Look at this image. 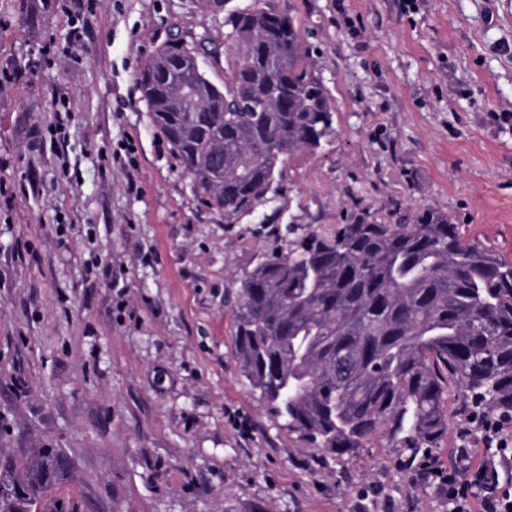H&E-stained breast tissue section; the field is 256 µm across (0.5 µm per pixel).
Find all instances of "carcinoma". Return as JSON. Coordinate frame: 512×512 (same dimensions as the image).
<instances>
[{
  "instance_id": "carcinoma-1",
  "label": "carcinoma",
  "mask_w": 512,
  "mask_h": 512,
  "mask_svg": "<svg viewBox=\"0 0 512 512\" xmlns=\"http://www.w3.org/2000/svg\"><path fill=\"white\" fill-rule=\"evenodd\" d=\"M220 50L204 33L162 44L138 77L141 99L203 204L234 224L280 193L284 163L336 133L334 108L293 16L273 0L224 12ZM224 83L181 60L198 50ZM224 147V166L214 163ZM239 375L283 426L337 460L377 433L430 459L461 412L512 415V264L462 240L426 206L403 224L365 211L311 230L288 253H261L239 279ZM59 467L35 448L24 466L0 451V512H37Z\"/></svg>"
}]
</instances>
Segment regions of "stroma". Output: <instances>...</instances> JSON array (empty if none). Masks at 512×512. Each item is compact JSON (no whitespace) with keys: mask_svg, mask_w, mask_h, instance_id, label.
Listing matches in <instances>:
<instances>
[{"mask_svg":"<svg viewBox=\"0 0 512 512\" xmlns=\"http://www.w3.org/2000/svg\"><path fill=\"white\" fill-rule=\"evenodd\" d=\"M291 12L336 134L283 166L261 215L204 207L140 98L172 36L224 43L206 0H0V448H56L38 512H451L375 435L340 461L280 425L240 378L225 289L289 225L332 229L424 205L512 262V0H275ZM72 120L54 132V101ZM133 148L138 188L113 161ZM432 464L498 458L447 399ZM468 455H459V448Z\"/></svg>","mask_w":512,"mask_h":512,"instance_id":"1","label":"stroma"}]
</instances>
